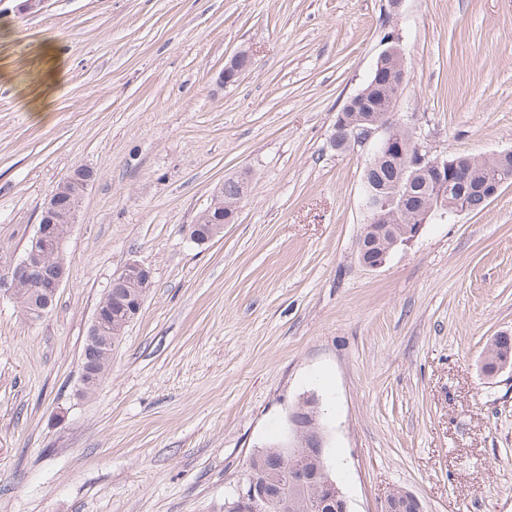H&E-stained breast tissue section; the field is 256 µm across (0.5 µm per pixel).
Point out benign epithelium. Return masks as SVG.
Here are the masks:
<instances>
[{"label":"benign epithelium","mask_w":512,"mask_h":512,"mask_svg":"<svg viewBox=\"0 0 512 512\" xmlns=\"http://www.w3.org/2000/svg\"><path fill=\"white\" fill-rule=\"evenodd\" d=\"M405 129L410 133L409 153L415 163L429 172L434 186L428 204L418 209V223L411 225L402 238L393 241L386 250L367 258L369 243L360 238V262L369 269L383 267L392 253L415 241L425 224L434 218L444 219L448 215H462L474 212L472 204L466 202L454 208H447L439 187L448 175V154L432 151L418 134L411 119L397 112L387 113L373 120L365 127H355L346 143L365 147L374 145L375 158L379 159L394 147V133ZM94 171L88 167H78L61 182L45 202L36 234L23 258L0 275V294L6 293L12 299L23 302L24 311L33 320L42 318L54 305L59 289L67 275V265L63 261V247L74 224L78 223L83 199L93 182ZM512 182L503 175L487 180L477 189L481 203L493 199L499 191ZM410 196L409 186L397 184L393 196L369 200L366 203L367 224L365 231H372L382 212L397 201H406ZM205 221L210 224L204 235L191 234L197 244H204L221 234L224 225L234 222L236 204L224 203V189H219L203 211ZM51 268L53 277L48 281L33 280L28 274L36 269ZM138 284L144 290L151 287L150 269L137 261H130L117 270L106 296L98 305L88 336V345L81 362V382L83 387L97 386L101 381V370L97 358H104L112 350V330L108 317L112 308V294L117 288ZM319 400L313 395L302 399L289 417L291 432L288 443L266 445L253 452L246 463L244 473L232 495L224 500L226 512H265L273 507L285 512L288 507L303 506L309 512H350L349 502L343 491L331 478L325 465L327 440L323 430L317 425L306 424L311 414H319ZM308 457L314 461V468L295 467L288 470V491H283L281 466L285 455ZM378 512H423L421 501L413 494L401 490L389 492L381 501Z\"/></svg>","instance_id":"7a95c632"}]
</instances>
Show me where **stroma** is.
<instances>
[{
  "mask_svg": "<svg viewBox=\"0 0 512 512\" xmlns=\"http://www.w3.org/2000/svg\"><path fill=\"white\" fill-rule=\"evenodd\" d=\"M0 0V267L42 207L94 170L42 319L0 296V512H224L248 457L316 395L351 512L385 494L424 512H512V186L425 225L365 268L369 150L335 151L337 112L389 35L397 111L429 148L512 150V0ZM59 84L44 97L50 63ZM251 66L222 82L230 58ZM47 99L45 117L32 113ZM249 176L233 224L188 227ZM152 271L90 396L79 364L114 272ZM240 181L242 178L240 176H232L225 178L224 186H222L211 199L210 205L203 211L205 215V223H195L200 224V226L206 228L209 224H216L208 227V231L204 235H198L196 233L189 232L192 241L197 244H204L216 236L221 234L224 229V225L233 224L234 217L236 214V205L240 202L242 197L238 202L231 204H224V196H237L240 192ZM192 233V234H191Z\"/></svg>",
  "mask_w": 512,
  "mask_h": 512,
  "instance_id": "obj_1",
  "label": "stroma"
}]
</instances>
